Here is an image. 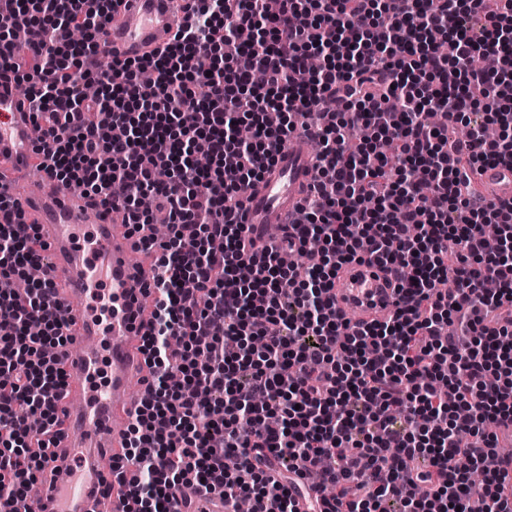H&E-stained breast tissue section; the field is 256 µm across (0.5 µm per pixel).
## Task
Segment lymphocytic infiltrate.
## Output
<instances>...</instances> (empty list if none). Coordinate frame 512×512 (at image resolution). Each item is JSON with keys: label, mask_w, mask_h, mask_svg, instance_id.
<instances>
[{"label": "lymphocytic infiltrate", "mask_w": 512, "mask_h": 512, "mask_svg": "<svg viewBox=\"0 0 512 512\" xmlns=\"http://www.w3.org/2000/svg\"><path fill=\"white\" fill-rule=\"evenodd\" d=\"M114 2L8 0L0 48L22 26L42 38L0 75L27 84L59 181L129 224L152 223L144 195L169 218L123 450L127 512H191L201 487L228 508L299 512L296 479L312 471L338 487L331 512H512L486 431L512 421V318L487 326L512 300V200L471 199L474 167L512 162V0H278L273 14L266 0H189L171 44L101 70ZM244 52L263 83L238 68ZM88 78L97 96L82 95ZM301 117L313 193L260 249L241 198ZM456 123L464 142L448 139ZM359 127L371 135L348 151ZM487 224L501 230L492 253ZM314 241L312 262L282 263ZM365 256L395 276L397 300L351 329L329 291ZM35 265H48L37 229L0 194V276ZM63 307L45 277L0 294V512H20L44 470L28 450L50 448L61 423Z\"/></svg>", "instance_id": "1"}]
</instances>
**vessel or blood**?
<instances>
[{"mask_svg":"<svg viewBox=\"0 0 512 512\" xmlns=\"http://www.w3.org/2000/svg\"><path fill=\"white\" fill-rule=\"evenodd\" d=\"M181 0H121L98 41V53L137 59L168 44L176 31ZM45 129L11 79L0 80V192L22 207L24 221L38 227L51 257L49 276L68 306L63 317L74 348L63 369L66 397L62 424L48 453L44 476L54 489L41 512H121L131 464H118L126 424L137 401L130 380L143 368L139 345L150 332L151 300L144 294L152 267V232L132 233L124 213L77 184L62 185L42 173L31 193L22 183L40 163L34 148ZM308 139L295 135L274 165L243 195L242 221L254 231L287 223L313 183ZM475 190L487 203L512 199V167L481 166ZM330 294L337 314L356 326L381 321L393 311L396 282L375 262H353L339 271Z\"/></svg>","mask_w":512,"mask_h":512,"instance_id":"1","label":"vessel or blood"}]
</instances>
